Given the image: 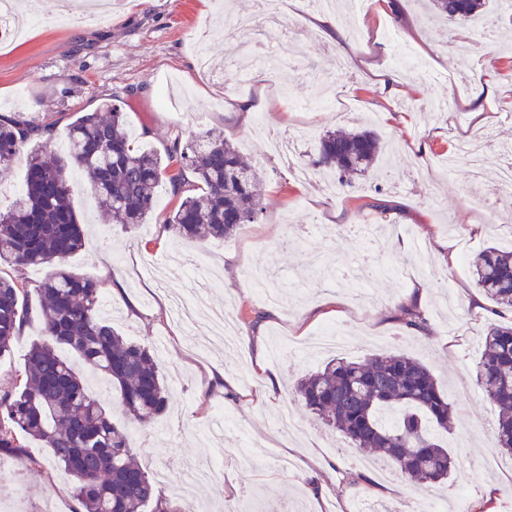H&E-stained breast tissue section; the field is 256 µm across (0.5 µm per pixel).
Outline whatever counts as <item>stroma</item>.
Wrapping results in <instances>:
<instances>
[{
	"instance_id": "35a3bbf8",
	"label": "stroma",
	"mask_w": 512,
	"mask_h": 512,
	"mask_svg": "<svg viewBox=\"0 0 512 512\" xmlns=\"http://www.w3.org/2000/svg\"><path fill=\"white\" fill-rule=\"evenodd\" d=\"M327 0L322 11L336 21L344 50L311 27V0H287L285 20L304 55L281 56L278 67L257 57L277 47L264 31L256 53L234 57L230 67L201 70L194 44L208 38L215 60H224L223 17L252 18L256 0H118L111 19H55L54 0H42L38 21L16 41L0 46V114L48 126L49 151L64 152L73 117L106 100L121 105L137 144L163 149L196 129L224 132L260 175L263 211L254 224L226 239L188 240L163 224L176 209L168 182H160L148 223L128 226L101 214L83 181L72 184V201L85 229L84 247L67 266L103 282L101 316L129 340L148 345L169 390L167 409L139 424L123 411L111 384L87 375L90 392L127 431L138 463L163 498L181 491L165 474L187 465L222 466L224 482H202L192 497L199 512H262L266 503L289 512H356L388 506L421 512L429 495L444 512H456L457 487H467V512H512V459L495 452L497 411L475 384L484 312L472 304L480 293L470 260L488 245L512 249V194H490L503 140H512V13L489 0L498 30L436 19L425 0ZM481 98L484 120L467 103ZM255 103L253 124L233 117L240 102ZM204 113L202 127L193 115ZM367 126L383 145L381 168L355 178L337 195L318 182H302L270 149L283 139L302 164L317 154L319 135L335 128ZM491 133L486 173L473 179L455 160L460 140ZM381 226L377 242L363 243L357 229ZM209 262L201 276L224 286L214 305L235 322V344L209 339L204 326L172 314L170 297L186 284L191 260ZM361 265L368 280L344 272ZM269 274L282 295L264 302L245 275ZM416 302L429 319L425 332L407 330L395 307ZM340 326L354 339L351 360L382 353H411L427 365L454 409L448 443L457 459L451 480L429 491L411 486L386 461L352 448L319 422L293 395L306 374L336 357L333 349L280 359L285 337L314 344L325 328ZM32 317L9 355L0 358V389L11 385L31 343L43 341ZM222 365L224 379L210 380ZM277 374L280 388L258 400L264 378ZM290 411L300 424L293 435L275 433L274 419ZM39 461L25 473L9 502L11 512H76L72 477L48 449L31 442ZM351 473L365 480L349 485Z\"/></svg>"
}]
</instances>
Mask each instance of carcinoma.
<instances>
[{
	"label": "carcinoma",
	"mask_w": 512,
	"mask_h": 512,
	"mask_svg": "<svg viewBox=\"0 0 512 512\" xmlns=\"http://www.w3.org/2000/svg\"><path fill=\"white\" fill-rule=\"evenodd\" d=\"M440 17L496 19L486 0H429ZM47 132L0 115V176L26 155L25 189L0 210V265H41L53 272L31 290L0 276V358L10 354L36 295L48 340L34 343L14 385L0 391V455L23 465L37 460L29 437L50 449L74 479L82 512H187L154 497L145 471L132 460L127 433L112 423L99 398L60 355L65 349L103 375L127 415L144 423L163 412L167 389L150 349L125 339L98 313L100 285L69 270L84 233L71 203L70 171L86 178L99 206L117 224H144L155 208V189L168 180L182 200L163 224L188 239L234 236L262 212L257 174L223 133L206 131L174 140L164 151L137 146L122 108L104 103L68 127L67 151L46 158ZM380 138L372 130H328L313 167L336 171L339 181L379 166ZM475 287L495 308H512V250L489 246L471 263ZM398 320L425 332L417 307L399 305ZM477 383L498 408L495 451L512 456V325L489 323L477 363ZM301 403L340 431L358 450H372L410 481L434 488L456 468L438 434L451 430L453 408L431 370L409 355H373L362 361L330 359L294 388Z\"/></svg>",
	"instance_id": "1"
}]
</instances>
